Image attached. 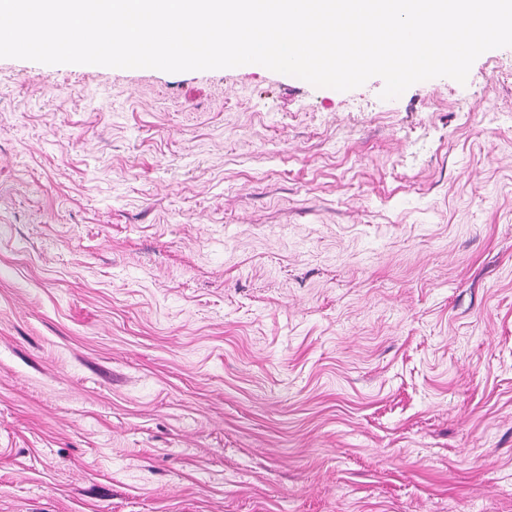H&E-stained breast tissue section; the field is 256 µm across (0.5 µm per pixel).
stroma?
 Wrapping results in <instances>:
<instances>
[{"label":"stroma","mask_w":512,"mask_h":512,"mask_svg":"<svg viewBox=\"0 0 512 512\" xmlns=\"http://www.w3.org/2000/svg\"><path fill=\"white\" fill-rule=\"evenodd\" d=\"M383 88L0 69V512H512V47Z\"/></svg>","instance_id":"obj_1"}]
</instances>
